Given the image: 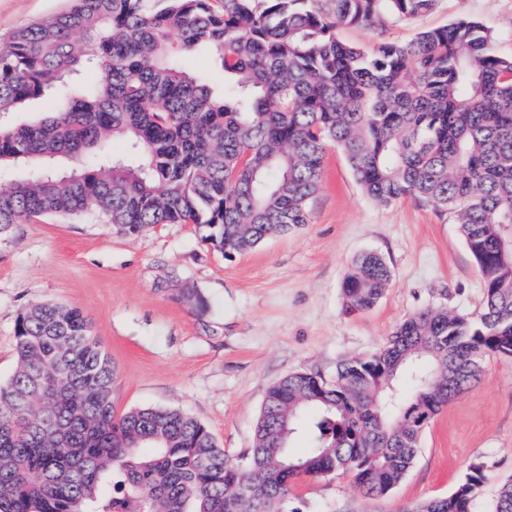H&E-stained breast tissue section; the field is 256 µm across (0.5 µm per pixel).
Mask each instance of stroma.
I'll return each mask as SVG.
<instances>
[{"label": "stroma", "instance_id": "1", "mask_svg": "<svg viewBox=\"0 0 512 512\" xmlns=\"http://www.w3.org/2000/svg\"><path fill=\"white\" fill-rule=\"evenodd\" d=\"M66 6V0H0V41ZM481 21L493 51L512 57V0H437L413 20L382 16L346 26L343 41L366 48L406 43L462 18ZM304 229L225 256L192 224H158L127 236L96 216L41 217L0 235V384L16 369L15 323L29 304L80 309L116 369V412L178 408L208 427L225 454L249 459L266 392L297 371L333 379L342 361L371 354L406 316L482 307L483 287L456 224L404 200L381 206L328 150ZM381 255L391 279L370 310L347 313L342 285L353 259ZM487 480L472 512H493L512 476V357L491 356L479 381L426 427L404 480L367 499L350 474L297 482L298 512H403L450 494L470 463Z\"/></svg>", "mask_w": 512, "mask_h": 512}]
</instances>
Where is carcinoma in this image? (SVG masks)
I'll return each instance as SVG.
<instances>
[{"label": "carcinoma", "instance_id": "carcinoma-1", "mask_svg": "<svg viewBox=\"0 0 512 512\" xmlns=\"http://www.w3.org/2000/svg\"><path fill=\"white\" fill-rule=\"evenodd\" d=\"M329 2L69 0L16 30L0 42V171L11 174L0 233L94 214L128 235L194 224L240 254L310 222L336 148L377 204L412 199L458 225L481 310H420L330 382L276 381L243 466L180 409L115 413V367L83 313L32 304L15 324L17 370L0 385V512H288L298 479L340 471L383 497L418 455L419 422L468 390L486 358L512 356V58L470 19L356 47L339 27L415 18L436 0ZM200 51L220 62L223 93L182 66ZM39 99L54 109L3 120ZM64 159L81 166L64 175ZM390 278L381 256H359L347 313L374 307ZM302 429L309 444L296 453ZM486 478L472 462L450 494L405 512H471ZM494 512H512V477Z\"/></svg>", "mask_w": 512, "mask_h": 512}]
</instances>
